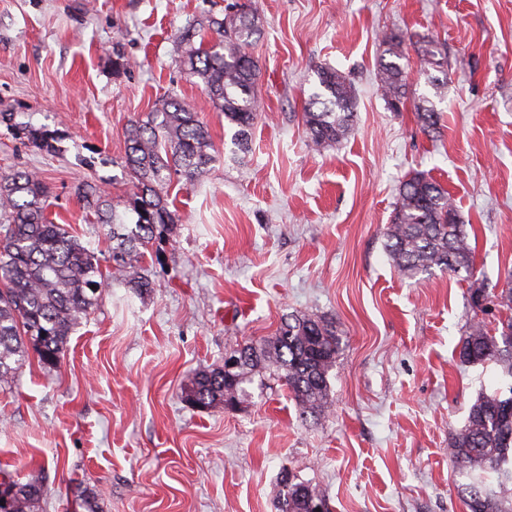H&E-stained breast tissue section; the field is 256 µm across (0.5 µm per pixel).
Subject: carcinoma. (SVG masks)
<instances>
[{
	"instance_id": "obj_1",
	"label": "carcinoma",
	"mask_w": 512,
	"mask_h": 512,
	"mask_svg": "<svg viewBox=\"0 0 512 512\" xmlns=\"http://www.w3.org/2000/svg\"><path fill=\"white\" fill-rule=\"evenodd\" d=\"M207 29L214 38L197 28L184 31L176 42L177 57L189 76L202 83L211 106L236 127L232 142L244 152L258 111V65L251 49L260 38L259 21L241 11L230 20L209 18ZM383 43L393 60H380L379 88L388 108L397 112L409 91L405 69L398 63L404 57V37L386 34ZM421 53L429 65L443 67L435 42L423 41ZM316 76L303 122L312 145L321 148L341 142L353 129L355 89L334 67L320 65ZM415 110L423 130L437 129L440 115L429 98H420ZM126 142L125 167L136 189L129 201L135 222L117 215L101 188H87L83 199L96 222L108 226L112 261L125 284L141 293L151 284L140 260L157 235L176 224L168 198L172 176L191 186L215 155L198 113L172 95L159 100L146 119L130 124ZM48 197V187L32 171L0 175V384L12 382L30 350L43 369L58 368L70 336L91 314L105 285L95 253L63 225L48 221ZM385 235L390 261L408 277L434 269L473 275L468 234L453 199L421 172L400 186ZM501 325L495 336L475 322L458 351L461 362L493 365L511 379L507 393L496 390L476 397L448 446L462 478L457 491L469 512H512V315ZM241 350L244 356L234 377L222 369L195 374L182 392L185 402L212 408L230 399L242 401L252 372L264 365L275 369L300 418L326 407L329 372L340 350L333 322L293 316L281 322L273 339L250 342ZM1 486L11 495L8 512H38L44 491L41 475L22 482L3 474ZM311 497L326 499L302 481L283 485L277 512H309Z\"/></svg>"
}]
</instances>
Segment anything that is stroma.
Wrapping results in <instances>:
<instances>
[{"mask_svg": "<svg viewBox=\"0 0 512 512\" xmlns=\"http://www.w3.org/2000/svg\"><path fill=\"white\" fill-rule=\"evenodd\" d=\"M241 4L262 25L244 156L174 57L184 28ZM391 32L411 94L397 112L377 81ZM425 40L445 54L440 98ZM118 53L131 63L120 74ZM320 65L353 83L356 121L316 151L302 114ZM172 92L198 109L216 160L194 186L172 179L177 222L143 260L153 288L140 294L77 189L97 184L124 211L126 128ZM423 96L441 114L435 138L416 116ZM25 126L54 151L17 136ZM14 169L40 176L49 221L95 252L106 283L59 368L32 354L0 386V470L43 469L40 512H72L86 487L100 512H275L285 469L332 512H467L448 444L497 380L461 363L458 344L472 284L496 295L512 272V0H0V173ZM417 172L453 197L472 277L408 278L390 263L384 232ZM291 315L336 323L324 412L301 419L268 369L236 409L183 401L197 372Z\"/></svg>", "mask_w": 512, "mask_h": 512, "instance_id": "stroma-1", "label": "stroma"}]
</instances>
